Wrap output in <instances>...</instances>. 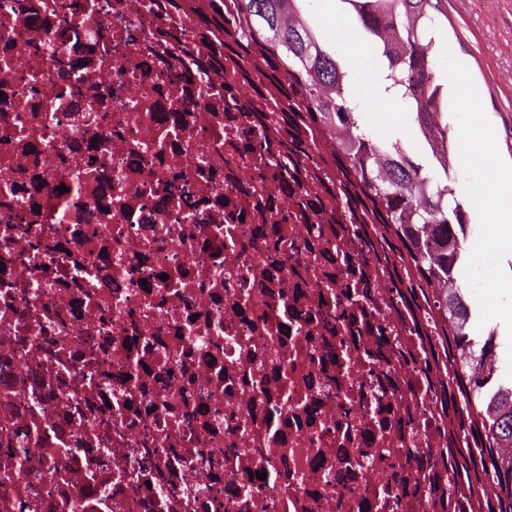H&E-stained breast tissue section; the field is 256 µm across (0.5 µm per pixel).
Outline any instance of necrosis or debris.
<instances>
[{"label": "necrosis or debris", "mask_w": 512, "mask_h": 512, "mask_svg": "<svg viewBox=\"0 0 512 512\" xmlns=\"http://www.w3.org/2000/svg\"><path fill=\"white\" fill-rule=\"evenodd\" d=\"M163 31L198 39L151 0H0V512H428L427 338Z\"/></svg>", "instance_id": "necrosis-or-debris-1"}]
</instances>
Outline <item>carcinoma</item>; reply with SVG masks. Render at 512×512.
I'll return each mask as SVG.
<instances>
[{
	"instance_id": "carcinoma-1",
	"label": "carcinoma",
	"mask_w": 512,
	"mask_h": 512,
	"mask_svg": "<svg viewBox=\"0 0 512 512\" xmlns=\"http://www.w3.org/2000/svg\"><path fill=\"white\" fill-rule=\"evenodd\" d=\"M301 0H224L182 7L216 24L208 29L210 54L222 59L217 76L240 78L259 94L251 112L273 114L263 139L286 165L280 178L303 185L334 176L336 191L359 225L386 274L403 288L415 325L432 333L431 358L447 401L441 418L445 448H426L423 462L442 461L466 483L441 488L431 512H512V380L504 376L494 330L479 336L471 326L462 280L471 226L469 203L453 174L459 166L458 136L444 121L448 91L435 75L428 52L433 0H347L389 82L399 106L425 142L426 157L377 139L361 120L354 79L320 45L304 21ZM331 139L319 156L317 139ZM489 480L493 497L480 494Z\"/></svg>"
}]
</instances>
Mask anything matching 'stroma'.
Instances as JSON below:
<instances>
[{"instance_id":"35a3bbf8","label":"stroma","mask_w":512,"mask_h":512,"mask_svg":"<svg viewBox=\"0 0 512 512\" xmlns=\"http://www.w3.org/2000/svg\"><path fill=\"white\" fill-rule=\"evenodd\" d=\"M309 25L328 48H336V16L349 14L345 0L328 10L323 0H306L302 6ZM435 53L452 47L469 70L484 112L495 129L501 157L512 162V0H438ZM368 126L380 138L397 140L407 153L421 154L404 112H369Z\"/></svg>"}]
</instances>
